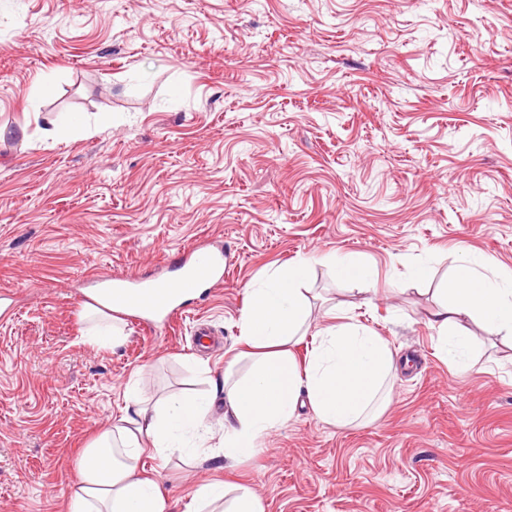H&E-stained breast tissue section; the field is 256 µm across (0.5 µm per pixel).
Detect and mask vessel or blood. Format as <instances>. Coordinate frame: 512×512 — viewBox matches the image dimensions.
I'll use <instances>...</instances> for the list:
<instances>
[{
  "mask_svg": "<svg viewBox=\"0 0 512 512\" xmlns=\"http://www.w3.org/2000/svg\"><path fill=\"white\" fill-rule=\"evenodd\" d=\"M224 281V250L204 242L196 245L181 264L178 279L129 280L113 278L109 293L115 304L136 311L150 323H166L178 310L185 293Z\"/></svg>",
  "mask_w": 512,
  "mask_h": 512,
  "instance_id": "1",
  "label": "vessel or blood"
}]
</instances>
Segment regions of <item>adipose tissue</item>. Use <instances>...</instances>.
<instances>
[{"label": "adipose tissue", "mask_w": 512, "mask_h": 512, "mask_svg": "<svg viewBox=\"0 0 512 512\" xmlns=\"http://www.w3.org/2000/svg\"><path fill=\"white\" fill-rule=\"evenodd\" d=\"M309 267V261H299L252 289L242 314L241 340L260 355L245 377L235 378L229 367L223 386L206 397L173 395L152 405L138 387L129 388L130 414L81 450L67 487L68 512H167L159 484L138 473L140 457L148 448L162 456L174 448L200 447L215 402L224 404V456L236 461L252 454L269 430L287 422L299 398H307L317 418L339 428L355 424L387 398L395 358L381 337L363 327L325 328L307 367L296 364L289 346L304 334L308 303L301 284ZM441 294L433 317L441 350L456 371L473 367L472 339L458 331L463 321L480 322L512 341V276L496 273L491 257L464 255ZM191 512L264 508L249 487L232 492L225 484L208 483L192 492Z\"/></svg>", "instance_id": "1"}]
</instances>
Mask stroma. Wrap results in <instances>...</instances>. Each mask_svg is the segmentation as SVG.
Here are the masks:
<instances>
[{
	"instance_id": "1",
	"label": "stroma",
	"mask_w": 512,
	"mask_h": 512,
	"mask_svg": "<svg viewBox=\"0 0 512 512\" xmlns=\"http://www.w3.org/2000/svg\"><path fill=\"white\" fill-rule=\"evenodd\" d=\"M202 238L223 286L172 330L117 310L122 342L86 343L90 276L168 273ZM466 252L512 274V0H0V512H64L129 381L209 393L251 288L301 259L298 364L333 317L366 327L398 363L388 401L343 429L297 405L231 467L216 405L205 451L142 456L169 512L214 481L265 512H512V343L467 323L459 373L430 322ZM329 264L334 267L336 278L343 281H356L367 284L372 279L371 269L360 259L352 256L330 257Z\"/></svg>"
}]
</instances>
